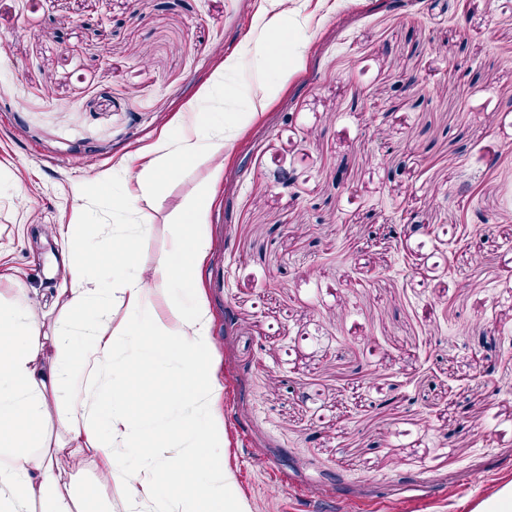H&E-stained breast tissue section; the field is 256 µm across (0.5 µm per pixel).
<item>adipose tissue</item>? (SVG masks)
I'll return each instance as SVG.
<instances>
[{"instance_id":"obj_1","label":"adipose tissue","mask_w":512,"mask_h":512,"mask_svg":"<svg viewBox=\"0 0 512 512\" xmlns=\"http://www.w3.org/2000/svg\"><path fill=\"white\" fill-rule=\"evenodd\" d=\"M265 14L250 53L258 65L279 64L278 46L305 28L289 19L288 0H275ZM239 123L220 124L194 113L177 138L162 141L149 165L137 172L139 192L120 199L135 209L186 164L205 165L211 180L222 173L225 143ZM209 183L202 184L174 214L173 249L152 269L136 259L134 238H103L99 225L83 222L63 232L65 278L49 295L51 307L68 317L52 334L33 322L26 295L0 309V512H97L100 491L117 489L130 504L152 503L153 512H247L233 476L216 452L224 441L223 388L212 374L210 315L201 293L175 296L193 283L208 247L205 232ZM117 250L123 272L117 280H92L90 267ZM121 291L127 315L112 321V297ZM164 313H157V303ZM136 340L143 357L130 363L131 381L113 380L116 350ZM175 360V374L161 365ZM152 412L142 418L143 393ZM61 411L66 437L43 446L41 433L52 411ZM172 435L159 443L157 431ZM38 456H28L30 448ZM136 456L128 464L126 456ZM96 468L91 483L77 485L86 462Z\"/></svg>"}]
</instances>
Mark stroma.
I'll return each mask as SVG.
<instances>
[{"label": "stroma", "mask_w": 512, "mask_h": 512, "mask_svg": "<svg viewBox=\"0 0 512 512\" xmlns=\"http://www.w3.org/2000/svg\"><path fill=\"white\" fill-rule=\"evenodd\" d=\"M288 6L309 24L287 71L243 65L213 116L278 87L224 149L196 274L221 458L249 512H473L512 483V0ZM268 7L0 0V307L24 284L52 331L49 226L141 231L147 269L169 252L207 168L137 212L98 180L135 190Z\"/></svg>", "instance_id": "obj_1"}]
</instances>
